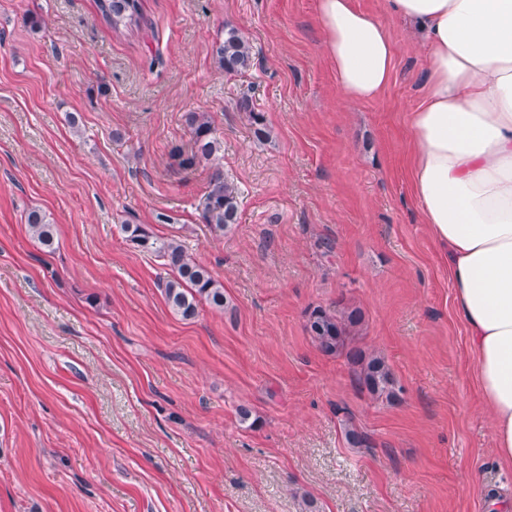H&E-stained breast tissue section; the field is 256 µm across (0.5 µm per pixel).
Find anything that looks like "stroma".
<instances>
[{"label":"stroma","mask_w":512,"mask_h":512,"mask_svg":"<svg viewBox=\"0 0 512 512\" xmlns=\"http://www.w3.org/2000/svg\"><path fill=\"white\" fill-rule=\"evenodd\" d=\"M355 4L395 45L372 102L337 89L319 0H142L134 31L112 30L95 0H0V512L512 500L407 168L426 48L389 0ZM228 27L252 45L241 75L212 52ZM190 112L211 117L239 190L221 235L202 218L209 165L174 157ZM33 210L52 248L32 238ZM124 224L181 241L223 284L224 312L172 313L165 268ZM345 306L362 313L349 346L385 360L396 399L361 389L308 333L314 308ZM349 426L369 447L348 444ZM27 224L32 237L41 245L51 247L53 244L52 224L46 220V216L37 210L28 214Z\"/></svg>","instance_id":"stroma-1"}]
</instances>
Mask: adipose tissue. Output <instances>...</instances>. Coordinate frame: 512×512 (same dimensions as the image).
<instances>
[{"instance_id":"adipose-tissue-1","label":"adipose tissue","mask_w":512,"mask_h":512,"mask_svg":"<svg viewBox=\"0 0 512 512\" xmlns=\"http://www.w3.org/2000/svg\"><path fill=\"white\" fill-rule=\"evenodd\" d=\"M428 49V94L412 114V185L448 262L495 451L512 466V0H390ZM340 91L376 100L395 49L354 0H319Z\"/></svg>"}]
</instances>
